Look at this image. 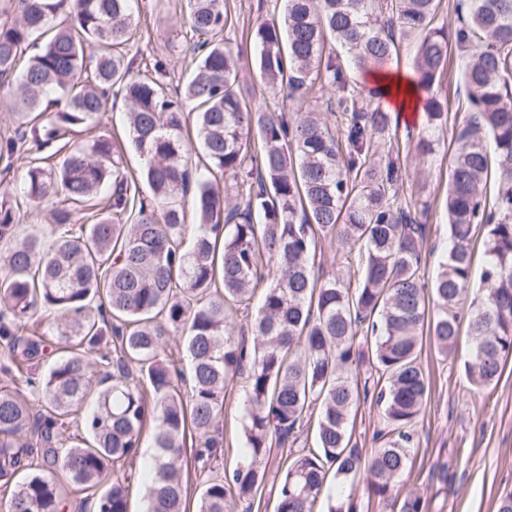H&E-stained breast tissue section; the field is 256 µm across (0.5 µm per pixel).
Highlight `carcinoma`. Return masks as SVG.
Instances as JSON below:
<instances>
[{
  "instance_id": "obj_1",
  "label": "carcinoma",
  "mask_w": 512,
  "mask_h": 512,
  "mask_svg": "<svg viewBox=\"0 0 512 512\" xmlns=\"http://www.w3.org/2000/svg\"><path fill=\"white\" fill-rule=\"evenodd\" d=\"M137 6L0 0V109L15 124L0 136V172L51 144L67 148L58 168L31 159L21 185L29 201L53 202L46 229L18 238V204L0 197V372L15 383L0 387L4 512H66L74 491L92 489L97 512H127L125 466L148 424L156 454L146 512H186L187 440L202 470L223 453L219 424L237 377L247 451L201 484L197 512L240 503L250 512L267 483L277 512H315L328 476L353 483L364 467L368 498L397 499L428 394L423 339L450 355L468 317L464 369L478 389L497 383L512 358V0H460L454 27L434 25L437 0H284L281 20L254 30L259 76L290 98L333 90L326 111L341 116L340 132L318 112L271 111L242 96L219 39L230 23L224 0H187L195 66L171 95L160 62L149 76L125 59ZM409 36L427 97L418 153L433 154L447 126L436 85L454 51L470 109L454 137L448 248L430 287L421 275L426 224L404 194L396 117L382 91L353 78L390 65ZM112 89L126 102L147 197L118 143L77 139ZM228 173L231 198L214 189ZM187 202L197 226L189 251ZM478 230L486 263L467 306ZM327 237L359 246L356 285L315 270ZM258 291L248 349L228 318L249 311ZM42 309L56 315L64 355L30 400L17 387L33 386L18 355L43 354L25 336ZM172 336L185 339L186 370L166 353ZM370 396L391 437L367 461L348 420ZM314 414L316 447L299 448ZM72 422L76 432L62 439ZM327 512L357 505L330 496Z\"/></svg>"
}]
</instances>
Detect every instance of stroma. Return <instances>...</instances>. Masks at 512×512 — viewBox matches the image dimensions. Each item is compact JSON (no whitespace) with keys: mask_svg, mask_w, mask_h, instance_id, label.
Here are the masks:
<instances>
[{"mask_svg":"<svg viewBox=\"0 0 512 512\" xmlns=\"http://www.w3.org/2000/svg\"><path fill=\"white\" fill-rule=\"evenodd\" d=\"M232 23L224 44L239 56V82L247 100L267 103L286 112H322L324 100L288 99L285 93L266 88L255 67L253 32L260 22L282 15L281 0H224ZM185 0H141L133 17L137 37L126 47L128 56L160 60L167 66L173 84L181 85L192 71L184 50ZM460 60L451 58L440 79L438 92L448 100V126L440 134L434 155L419 156L407 145L401 161L407 176L404 189L417 205L428 206L424 273L433 277L447 245L445 209L454 128L469 116L464 97ZM470 338L461 334L456 353L443 357L433 345H424L423 368L430 391L414 426V450L400 477V493L420 495L428 512H496L499 498L512 490V359L507 360L496 385L478 390L468 380L464 363L469 358ZM242 381L230 383L224 401V456L220 469L231 468L244 454L240 402ZM350 426L353 439L364 454L381 447L387 429L382 410L371 402L353 409Z\"/></svg>","mask_w":512,"mask_h":512,"instance_id":"stroma-1","label":"stroma"}]
</instances>
